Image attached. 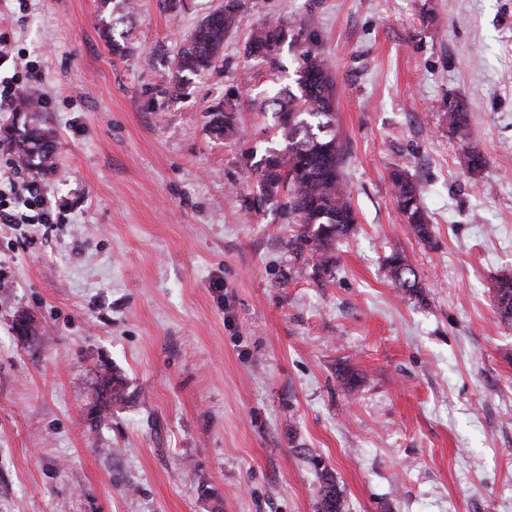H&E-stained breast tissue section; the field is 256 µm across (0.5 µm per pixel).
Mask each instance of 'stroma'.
Instances as JSON below:
<instances>
[{"mask_svg": "<svg viewBox=\"0 0 512 512\" xmlns=\"http://www.w3.org/2000/svg\"><path fill=\"white\" fill-rule=\"evenodd\" d=\"M224 0H0V34L50 97L53 224L0 223V512H512V329L491 287L512 275V0H242L211 69L177 54ZM279 69L245 57L258 24L299 28ZM335 78L358 223L334 275L255 211L243 150L300 53ZM468 112L486 165L448 126ZM233 102L240 135L209 113ZM407 164L433 226L395 204ZM402 251L408 295L384 263ZM26 316L32 335H18ZM113 370L126 399L92 419ZM387 276L396 288L407 294L420 293L421 284L413 267L406 257L394 252L386 258ZM320 481V502L318 512H343L344 503L333 475L324 472Z\"/></svg>", "mask_w": 512, "mask_h": 512, "instance_id": "obj_1", "label": "stroma"}]
</instances>
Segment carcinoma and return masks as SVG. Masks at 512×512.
Here are the masks:
<instances>
[{
  "instance_id": "1",
  "label": "carcinoma",
  "mask_w": 512,
  "mask_h": 512,
  "mask_svg": "<svg viewBox=\"0 0 512 512\" xmlns=\"http://www.w3.org/2000/svg\"><path fill=\"white\" fill-rule=\"evenodd\" d=\"M240 0H224V7L200 22L188 44L180 51L176 71L197 74L208 69L224 45L225 36L237 26ZM290 29L282 25L263 24L253 29L245 45V55L265 62L270 70L278 68L277 55L288 39ZM335 83L324 60L309 50L302 53L295 86L276 88L261 104L276 118L275 135L282 147L272 149L257 161L249 151L243 159L256 176L257 191L252 206L272 204L304 232L290 241L291 251L300 256L311 252L316 265L325 273L335 267L333 250L336 243L348 236L357 224L351 190L343 176L341 140L336 136L334 111ZM236 109L227 103L210 113L213 132L227 139L237 135ZM448 125L458 138L470 140L467 112L448 110ZM53 140L48 133L27 132L8 142L18 156L38 161L48 171L54 150L39 144ZM467 171L476 173L486 164L484 155L469 145L460 161ZM397 209L404 223L423 242H431L432 225L424 209L417 184L408 166L402 164L392 171ZM387 276L395 287L407 294L421 291V284L406 257L394 252L386 258ZM499 323L512 328V276L497 278L492 286ZM93 414L100 415L124 400V384L114 373L100 375L95 388ZM318 512H344L343 497L333 475L324 472L320 481Z\"/></svg>"
}]
</instances>
